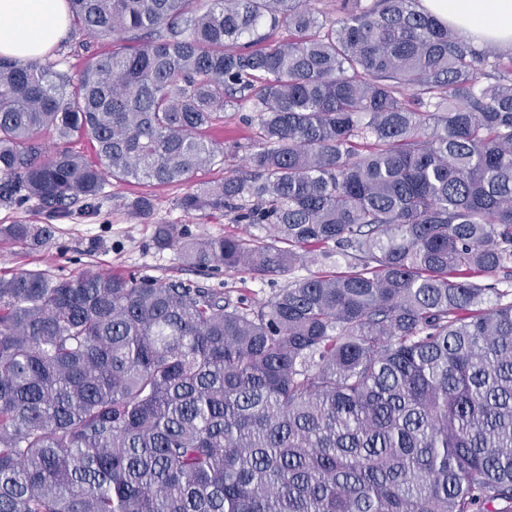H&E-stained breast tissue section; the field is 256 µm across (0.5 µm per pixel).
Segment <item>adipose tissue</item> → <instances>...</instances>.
<instances>
[{
	"mask_svg": "<svg viewBox=\"0 0 512 512\" xmlns=\"http://www.w3.org/2000/svg\"><path fill=\"white\" fill-rule=\"evenodd\" d=\"M461 35L512 44V0H422ZM69 32L66 0H0V55L35 61Z\"/></svg>",
	"mask_w": 512,
	"mask_h": 512,
	"instance_id": "ef3b65f1",
	"label": "adipose tissue"
}]
</instances>
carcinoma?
<instances>
[{
  "mask_svg": "<svg viewBox=\"0 0 512 512\" xmlns=\"http://www.w3.org/2000/svg\"><path fill=\"white\" fill-rule=\"evenodd\" d=\"M310 2L69 0L70 37L111 42L77 78L0 56V204L48 220L0 240L48 243L110 180L189 183L249 103L245 166L178 207L269 235L154 245L288 277L257 305L0 275V512H512V301L484 282L512 277V51L420 0ZM250 105L243 104L239 109L228 110L224 113V126L211 131V136L215 138L224 150L229 142L237 140L243 145L247 144V138L251 134V129L246 122L242 120L243 115H252Z\"/></svg>",
  "mask_w": 512,
  "mask_h": 512,
  "instance_id": "1",
  "label": "carcinoma"
}]
</instances>
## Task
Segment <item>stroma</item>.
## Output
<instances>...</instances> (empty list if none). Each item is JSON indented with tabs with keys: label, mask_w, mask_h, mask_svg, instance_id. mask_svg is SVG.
Returning a JSON list of instances; mask_svg holds the SVG:
<instances>
[{
	"label": "stroma",
	"mask_w": 512,
	"mask_h": 512,
	"mask_svg": "<svg viewBox=\"0 0 512 512\" xmlns=\"http://www.w3.org/2000/svg\"><path fill=\"white\" fill-rule=\"evenodd\" d=\"M185 191V186L175 184H108L106 195L99 199L95 210L77 209L69 217L57 220L55 236L47 245L22 249L0 243V275L22 269L71 275L83 271H133L158 279H182L221 288L231 296L246 295L259 303L287 285V278L281 276L260 280L246 274L200 272L183 264L177 250L156 249L153 233L159 224H184L193 234L213 237L264 235V228L233 223L220 212L184 214L176 201ZM139 194L150 195L154 203L153 214L145 221L132 216L121 204L122 198Z\"/></svg>",
	"instance_id": "1"
}]
</instances>
